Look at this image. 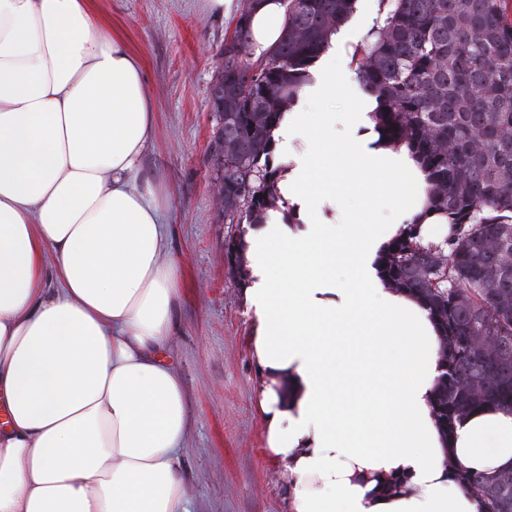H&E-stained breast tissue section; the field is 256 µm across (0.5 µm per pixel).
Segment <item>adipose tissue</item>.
Segmentation results:
<instances>
[{
  "instance_id": "adipose-tissue-1",
  "label": "adipose tissue",
  "mask_w": 512,
  "mask_h": 512,
  "mask_svg": "<svg viewBox=\"0 0 512 512\" xmlns=\"http://www.w3.org/2000/svg\"><path fill=\"white\" fill-rule=\"evenodd\" d=\"M385 17L331 34L273 133L277 206L243 237L267 452L288 512H487L455 473H512V411L442 432L441 330L381 273L408 225L426 243L451 231L349 69ZM284 21L282 0H257L256 55ZM153 128L142 60L96 0H0V512H190L166 355L179 265L140 174Z\"/></svg>"
}]
</instances>
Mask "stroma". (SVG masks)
Wrapping results in <instances>:
<instances>
[{
    "mask_svg": "<svg viewBox=\"0 0 512 512\" xmlns=\"http://www.w3.org/2000/svg\"><path fill=\"white\" fill-rule=\"evenodd\" d=\"M99 6L141 57L156 112L142 174L166 203V249L181 268L169 354L190 409L182 461L192 512H286L280 464L265 452L242 283L224 259L225 241L240 228L224 221L210 153L211 88L229 19L210 13L206 0Z\"/></svg>",
    "mask_w": 512,
    "mask_h": 512,
    "instance_id": "obj_1",
    "label": "stroma"
}]
</instances>
